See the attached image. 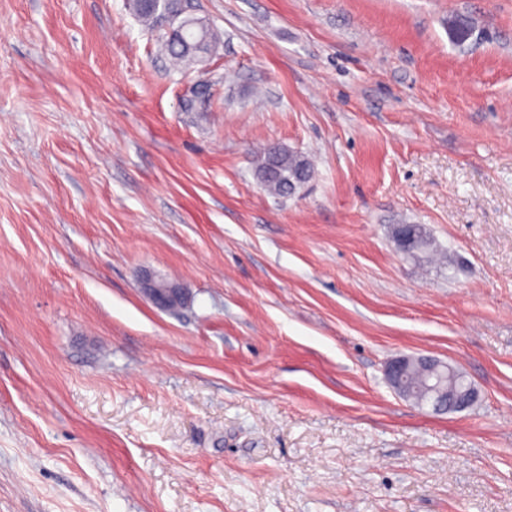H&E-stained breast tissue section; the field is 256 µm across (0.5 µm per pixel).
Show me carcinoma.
<instances>
[{
	"instance_id": "cac0c4a2",
	"label": "carcinoma",
	"mask_w": 512,
	"mask_h": 512,
	"mask_svg": "<svg viewBox=\"0 0 512 512\" xmlns=\"http://www.w3.org/2000/svg\"><path fill=\"white\" fill-rule=\"evenodd\" d=\"M185 0H161V3H148L146 0H133V9L141 22L149 29L155 27L162 16H186L190 24L184 28H170L163 47L172 60L179 65L194 66L200 50H209L218 44L219 35L211 27L201 25L187 15ZM471 30L469 21L454 17L448 20V34L454 41L467 40ZM313 175V166L305 154L288 150L278 145L265 148L258 159L255 176L260 187L277 197H289L292 190L307 183Z\"/></svg>"
}]
</instances>
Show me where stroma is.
I'll use <instances>...</instances> for the list:
<instances>
[{
	"instance_id": "1",
	"label": "stroma",
	"mask_w": 512,
	"mask_h": 512,
	"mask_svg": "<svg viewBox=\"0 0 512 512\" xmlns=\"http://www.w3.org/2000/svg\"><path fill=\"white\" fill-rule=\"evenodd\" d=\"M130 2L0 0V512H512V0H188L186 73ZM191 23L185 28L170 26L163 47L178 65L194 66L200 50H210L219 42L218 33L211 27L198 24L194 18L184 16ZM312 175L313 166L308 156L278 145L263 150L255 169L260 187L282 198L292 196V190L307 183ZM143 286L145 293L159 309H170L183 301L182 288L174 283L146 275L143 277ZM424 362L425 361L423 359H419V358L412 359V358H408V357H400V358L393 360L387 366V369H386L387 380H388L389 384L398 391L399 395H401L402 397L404 396L406 398H409L404 393L403 387L401 385L402 376H403L404 372L406 371V369L412 364L422 367L424 365ZM437 367H442L444 376L437 375L435 381L429 388L430 397L425 405L431 406L434 411H456L466 408L474 399V393H464L457 395L454 388L448 389V366L439 362L429 369L430 372H436ZM444 382V384H442ZM446 384V385H445Z\"/></svg>"
}]
</instances>
